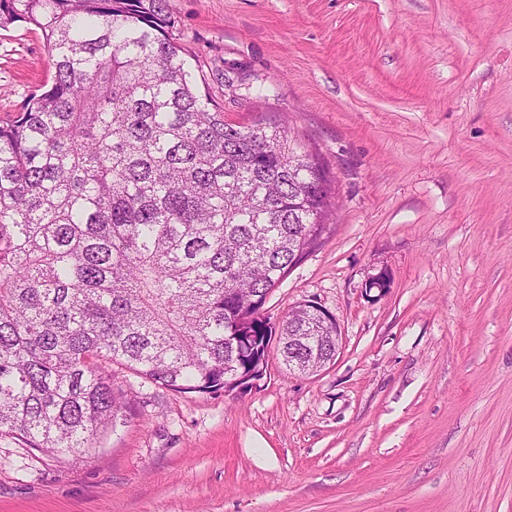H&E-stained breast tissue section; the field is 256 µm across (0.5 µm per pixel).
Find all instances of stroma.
Masks as SVG:
<instances>
[{
  "label": "stroma",
  "instance_id": "obj_1",
  "mask_svg": "<svg viewBox=\"0 0 512 512\" xmlns=\"http://www.w3.org/2000/svg\"><path fill=\"white\" fill-rule=\"evenodd\" d=\"M167 6L211 107L286 120L335 175L265 309L316 301L342 346L229 394L113 366L132 411L95 454L0 437V512H512V0ZM53 75L41 30L0 28V120Z\"/></svg>",
  "mask_w": 512,
  "mask_h": 512
}]
</instances>
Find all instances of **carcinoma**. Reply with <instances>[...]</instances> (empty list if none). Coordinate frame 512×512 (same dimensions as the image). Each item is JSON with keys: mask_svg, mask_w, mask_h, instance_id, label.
<instances>
[{"mask_svg": "<svg viewBox=\"0 0 512 512\" xmlns=\"http://www.w3.org/2000/svg\"><path fill=\"white\" fill-rule=\"evenodd\" d=\"M16 22L55 74L0 120V435L69 462L127 420L112 363L180 393L258 366L226 337L270 335L259 305L322 244L336 178L281 121L210 110L166 0H0Z\"/></svg>", "mask_w": 512, "mask_h": 512, "instance_id": "cac0c4a2", "label": "carcinoma"}]
</instances>
